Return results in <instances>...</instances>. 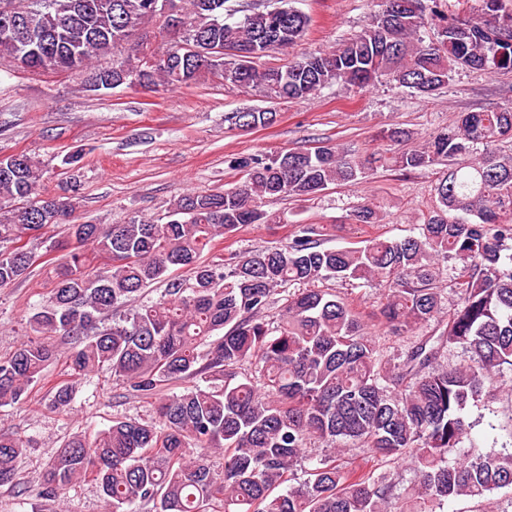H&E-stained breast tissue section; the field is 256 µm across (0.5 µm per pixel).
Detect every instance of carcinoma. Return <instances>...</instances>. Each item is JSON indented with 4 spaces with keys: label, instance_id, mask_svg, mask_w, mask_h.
<instances>
[{
    "label": "carcinoma",
    "instance_id": "1",
    "mask_svg": "<svg viewBox=\"0 0 512 512\" xmlns=\"http://www.w3.org/2000/svg\"><path fill=\"white\" fill-rule=\"evenodd\" d=\"M183 2L185 35L197 39V52L177 69H149L150 47H127L157 18L152 0H0L32 36L24 42L0 32V56L30 69L45 59L48 69L86 82L93 75L117 83L121 72L139 70L148 86L182 87L208 74L285 102L334 83L363 89L383 80L429 96L460 67L512 73L504 0H481L475 15L448 11L442 0H376L370 23L341 47L303 51L277 66L261 60L300 45L311 24L292 0L271 9L254 0ZM428 27L436 31L430 43L421 36ZM183 36L169 38L165 51H179ZM213 47L224 53L212 56ZM107 54L112 65L96 68ZM276 120L270 109L224 115L241 131ZM506 137L512 107L464 112L412 149L414 132L390 127L382 132L388 152L324 144L242 156L232 164L241 173L233 187L178 197L165 222L135 216L124 224L78 221L76 185L68 196L50 195L39 160L0 159V288L34 265L17 257L35 254L31 240L43 238L41 263L56 266L52 288L25 316L27 340L0 358V407L24 402L45 380L58 358L45 339L60 336L74 344L72 376L105 369L156 410L149 421L116 419L92 436H72L49 460L38 497L55 500L89 478L109 512H132L136 503L152 512H436L460 496L512 491V452L477 449L450 460L469 428L465 407L492 396V379L512 370V156L496 151ZM445 161L436 208L416 236L333 249L323 247V227L303 224L257 255L202 257L245 225L277 223L263 209L266 198L309 200L333 184L355 187L374 168ZM350 217L376 223L368 204ZM58 227L61 242L47 235ZM441 258L453 262L451 306L437 285ZM100 260L103 271L95 269ZM174 269L187 277L171 276ZM331 279L385 290L379 326L413 339L402 360H385L380 337L346 298L315 287ZM154 284L164 285L158 299L128 307ZM118 308L124 312L112 325H100L101 314ZM433 323L439 333H420ZM219 330L224 335L207 342ZM447 346L464 348L471 363L438 365ZM176 381L190 385L164 392ZM75 394L62 381L54 403L67 406ZM313 440L323 445L314 457ZM348 442L384 466L410 463L417 483L398 493L386 472L341 466ZM26 448L28 441L0 432V487L19 486ZM305 460L313 468L295 485Z\"/></svg>",
    "mask_w": 512,
    "mask_h": 512
}]
</instances>
